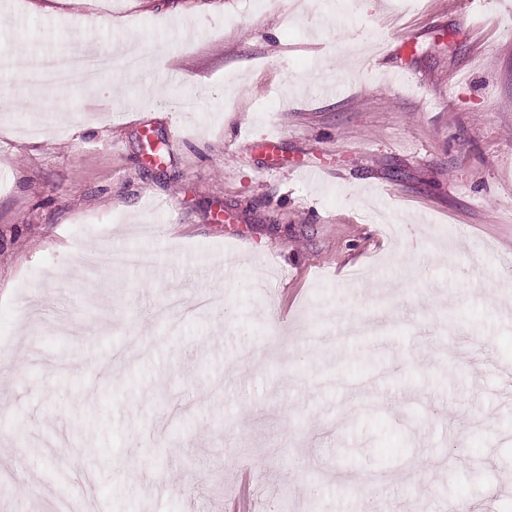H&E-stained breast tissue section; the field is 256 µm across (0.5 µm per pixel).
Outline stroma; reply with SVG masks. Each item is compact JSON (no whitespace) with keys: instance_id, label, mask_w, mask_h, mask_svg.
Returning <instances> with one entry per match:
<instances>
[{"instance_id":"obj_1","label":"stroma","mask_w":512,"mask_h":512,"mask_svg":"<svg viewBox=\"0 0 512 512\" xmlns=\"http://www.w3.org/2000/svg\"><path fill=\"white\" fill-rule=\"evenodd\" d=\"M93 2L0 0V48ZM90 40L143 68L0 107V512H512V0H112Z\"/></svg>"}]
</instances>
